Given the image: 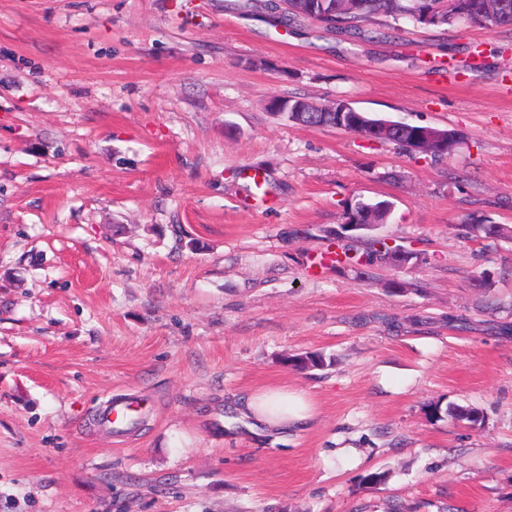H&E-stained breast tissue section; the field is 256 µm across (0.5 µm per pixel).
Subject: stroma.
I'll return each instance as SVG.
<instances>
[{
	"label": "stroma",
	"mask_w": 512,
	"mask_h": 512,
	"mask_svg": "<svg viewBox=\"0 0 512 512\" xmlns=\"http://www.w3.org/2000/svg\"><path fill=\"white\" fill-rule=\"evenodd\" d=\"M274 96L460 138L410 155ZM361 199L421 264L312 271ZM483 219L512 227L510 27L0 0V512H512V239ZM304 352L332 364L284 365ZM273 387L312 422L247 431L239 399ZM112 395L146 408L122 435Z\"/></svg>",
	"instance_id": "35a3bbf8"
}]
</instances>
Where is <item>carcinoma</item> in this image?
I'll return each mask as SVG.
<instances>
[{"label":"carcinoma","instance_id":"obj_1","mask_svg":"<svg viewBox=\"0 0 512 512\" xmlns=\"http://www.w3.org/2000/svg\"><path fill=\"white\" fill-rule=\"evenodd\" d=\"M348 0H266L265 8L279 24L290 26L297 21H316L329 25V28L347 36H358L364 27L372 24L389 31H399L404 20H416V14L429 8L434 11L438 21L434 27L450 24L448 6L444 0H355L353 9L345 7ZM459 20L468 21L493 30L512 27V0H457ZM360 214L362 220H380L383 215L371 204L357 201L348 208L345 218ZM478 229L487 239H509L512 229L502 224H480ZM284 363L300 370L323 368L326 359L321 354H306L284 359ZM447 414L460 421L473 425L482 422L483 415L475 407L450 406Z\"/></svg>","mask_w":512,"mask_h":512}]
</instances>
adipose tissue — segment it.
Returning <instances> with one entry per match:
<instances>
[{"label":"adipose tissue","instance_id":"adipose-tissue-1","mask_svg":"<svg viewBox=\"0 0 512 512\" xmlns=\"http://www.w3.org/2000/svg\"><path fill=\"white\" fill-rule=\"evenodd\" d=\"M315 408L307 394L278 387L250 395L244 402L246 419L273 432H286L305 426L314 416Z\"/></svg>","mask_w":512,"mask_h":512}]
</instances>
